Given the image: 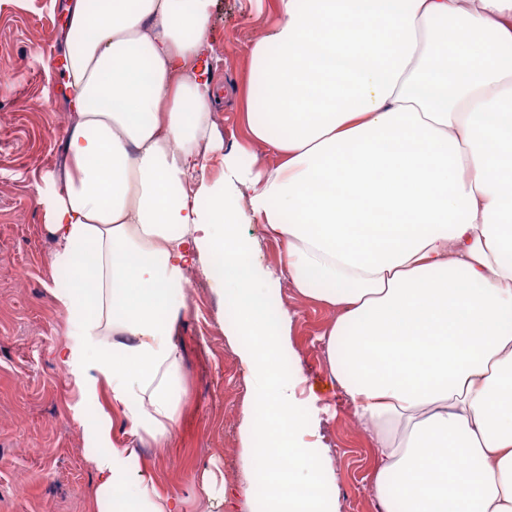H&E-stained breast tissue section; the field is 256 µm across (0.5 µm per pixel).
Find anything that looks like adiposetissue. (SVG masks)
<instances>
[{"mask_svg":"<svg viewBox=\"0 0 512 512\" xmlns=\"http://www.w3.org/2000/svg\"><path fill=\"white\" fill-rule=\"evenodd\" d=\"M212 2L66 5L70 120L35 191L70 274L61 360L80 399H107L76 415L102 447L98 512H177L134 462L172 435L186 273L208 261L251 377L256 512H336L279 368L296 313L270 319L263 290L281 280L337 312L329 367L371 427L386 512H512V0H275L249 49L265 112L229 145L198 69ZM244 224L281 243L279 268Z\"/></svg>","mask_w":512,"mask_h":512,"instance_id":"1","label":"adipose tissue"}]
</instances>
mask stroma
<instances>
[{
    "mask_svg": "<svg viewBox=\"0 0 512 512\" xmlns=\"http://www.w3.org/2000/svg\"><path fill=\"white\" fill-rule=\"evenodd\" d=\"M65 3L0 0V512H96L91 459L99 445L74 418L79 396L58 357L68 324L51 294L59 286L49 264L55 242L32 188L56 166L68 122L54 68ZM273 19V0H213L208 76L219 90L213 118L225 141L243 136L236 90L250 76L248 46ZM194 275L200 286L184 295L175 333L186 395L168 447L144 446L141 460L179 512H252L239 493L250 382L228 335L235 315L214 290L215 266ZM266 303L296 313L284 355L298 404L313 418L309 441L334 473L336 512H379L372 441L329 370L325 334L335 312L285 282L270 288ZM206 470L223 479L226 494L202 491Z\"/></svg>",
    "mask_w": 512,
    "mask_h": 512,
    "instance_id": "35a3bbf8",
    "label": "stroma"
}]
</instances>
